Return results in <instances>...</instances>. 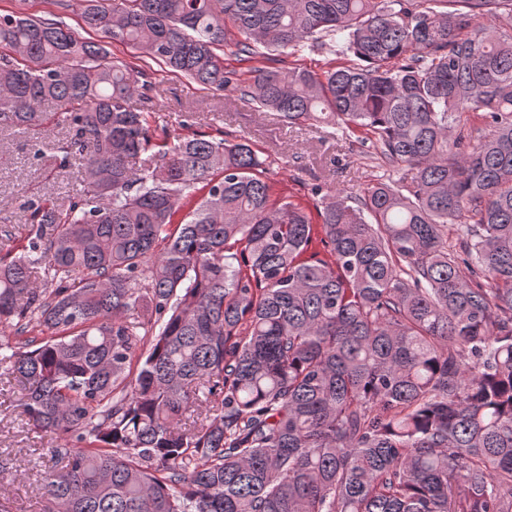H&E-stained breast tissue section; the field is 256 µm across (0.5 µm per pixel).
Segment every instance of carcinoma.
Returning <instances> with one entry per match:
<instances>
[{
    "instance_id": "carcinoma-1",
    "label": "carcinoma",
    "mask_w": 512,
    "mask_h": 512,
    "mask_svg": "<svg viewBox=\"0 0 512 512\" xmlns=\"http://www.w3.org/2000/svg\"><path fill=\"white\" fill-rule=\"evenodd\" d=\"M504 12L83 0L85 28L138 60L407 168L359 197L312 187L328 260L248 140L158 131L145 68L62 21L0 14V128L56 121L55 167L83 168L0 244V364L28 423L66 440L42 512H512ZM308 46L341 63L265 66ZM470 111L486 129L454 135Z\"/></svg>"
}]
</instances>
